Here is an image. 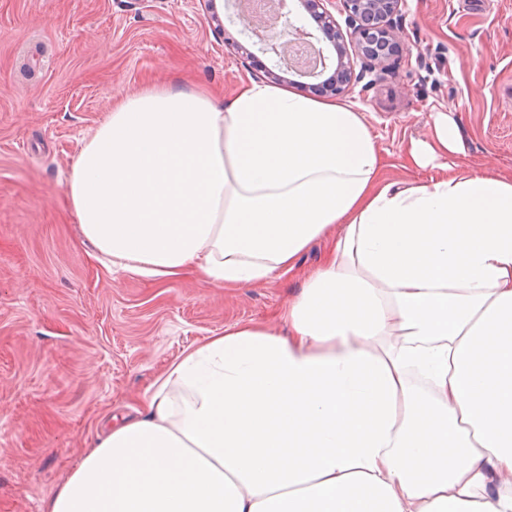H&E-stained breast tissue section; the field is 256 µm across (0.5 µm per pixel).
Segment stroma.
<instances>
[{"label":"stroma","mask_w":512,"mask_h":512,"mask_svg":"<svg viewBox=\"0 0 512 512\" xmlns=\"http://www.w3.org/2000/svg\"><path fill=\"white\" fill-rule=\"evenodd\" d=\"M404 50L343 95L389 181L440 105L459 106L458 164L512 174V0H405ZM199 0H0V512H44L103 432L185 352L237 323L277 325L325 254L243 288L105 273L82 245L67 176L117 92L172 81L232 95L263 81Z\"/></svg>","instance_id":"1"}]
</instances>
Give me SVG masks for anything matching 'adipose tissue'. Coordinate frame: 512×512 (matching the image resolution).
<instances>
[{"label": "adipose tissue", "mask_w": 512, "mask_h": 512, "mask_svg": "<svg viewBox=\"0 0 512 512\" xmlns=\"http://www.w3.org/2000/svg\"><path fill=\"white\" fill-rule=\"evenodd\" d=\"M456 104L388 181L363 112L281 85L124 96L67 182L105 268L242 288L323 262L279 314L171 364L45 512H512V176Z\"/></svg>", "instance_id": "obj_1"}]
</instances>
